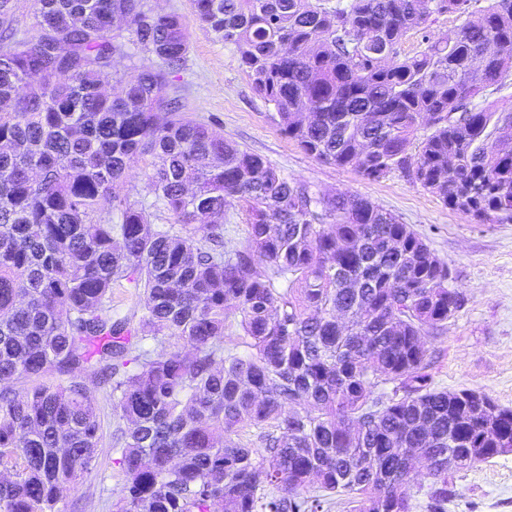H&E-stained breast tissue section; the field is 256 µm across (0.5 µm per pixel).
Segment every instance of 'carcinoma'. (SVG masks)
<instances>
[{"mask_svg": "<svg viewBox=\"0 0 512 512\" xmlns=\"http://www.w3.org/2000/svg\"><path fill=\"white\" fill-rule=\"evenodd\" d=\"M0 0V512H60L96 465L87 374L127 427L113 512H446L448 472L512 453V410L434 387L427 337L464 305L449 267L370 200L290 181L164 94L189 52L148 0ZM191 0L235 45L279 133L369 180L394 170L478 221L512 222V0ZM444 14L467 15L434 37ZM424 47L401 55L410 31ZM150 65L114 74L129 49ZM414 154L408 145L421 128ZM152 158L151 204L117 198ZM246 215L224 246V208ZM173 223L155 227L151 210ZM140 290L112 317V283ZM138 326H131L133 319ZM237 320L250 352L224 350ZM152 340L160 351L138 350ZM46 373L66 386L9 387ZM397 384L388 399L375 395ZM256 430V440L246 437ZM494 89V86L488 88L487 94L483 99H479L477 101H485V104L492 105L500 112L512 111V83H508L498 90Z\"/></svg>", "mask_w": 512, "mask_h": 512, "instance_id": "1", "label": "carcinoma"}]
</instances>
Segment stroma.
Returning a JSON list of instances; mask_svg holds the SVG:
<instances>
[{"mask_svg":"<svg viewBox=\"0 0 512 512\" xmlns=\"http://www.w3.org/2000/svg\"><path fill=\"white\" fill-rule=\"evenodd\" d=\"M150 4L182 16L190 45L166 96L180 98L195 117L267 158L285 177L325 194L367 198L411 225L450 267L452 287L465 296L447 332L429 341L437 352L434 385L451 391L477 389L512 408V223L479 222L397 171L373 181L355 169L308 156L280 135L273 108L254 91L235 46L199 24L190 0ZM88 387L100 413L98 462L77 489L65 493L62 512H112L125 484L113 446L114 434L125 422L101 386L92 381ZM451 478L456 496L447 512H512V454L453 472Z\"/></svg>","mask_w":512,"mask_h":512,"instance_id":"35a3bbf8","label":"stroma"}]
</instances>
